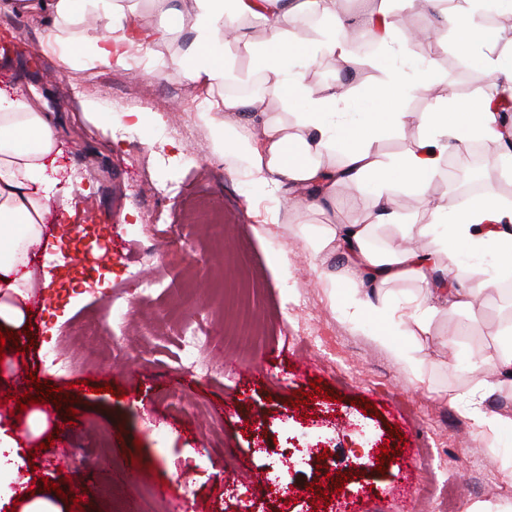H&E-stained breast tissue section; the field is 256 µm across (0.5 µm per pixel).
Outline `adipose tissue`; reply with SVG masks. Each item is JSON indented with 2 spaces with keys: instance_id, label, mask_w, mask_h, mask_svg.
I'll return each instance as SVG.
<instances>
[{
  "instance_id": "ef3b65f1",
  "label": "adipose tissue",
  "mask_w": 512,
  "mask_h": 512,
  "mask_svg": "<svg viewBox=\"0 0 512 512\" xmlns=\"http://www.w3.org/2000/svg\"><path fill=\"white\" fill-rule=\"evenodd\" d=\"M153 2L164 19L155 32L135 27L133 8L123 0H0V11L49 12L52 28L46 48L73 49L89 40L97 59L105 64L122 62L130 47L156 45L190 28L193 40L188 53L172 57L170 66L209 90L225 86L235 72V50L245 49L252 73L264 80L265 92L248 99L222 96L214 110L206 113L214 132V158L220 160L226 152H233L258 181L287 188L291 195L301 196L305 209L324 216V224L304 230L307 247L327 258L340 252L348 256L337 278L349 290L352 318L376 319L377 339L394 362L410 377L422 378L425 361L397 344V337L431 335L438 314L471 308L475 295L494 285L489 278L459 288L443 279L429 280V272L442 268L461 247L478 261L494 256L495 276L511 275L512 207L486 192L464 206L437 202L435 223L407 224L387 188L402 184L423 189L454 145L503 141L499 113L481 99L464 103L447 96L436 111L420 115L422 133L413 147L385 158L379 152L380 142L410 119L409 113L396 109V102L411 88L428 90L431 72L421 70L417 85L412 86L399 70H388L382 82L361 89L363 111H339L341 93L317 92L305 83L301 72L287 70L293 60L305 66L351 64L354 32L346 27L336 0H322L329 30L315 44L291 32L300 11L298 0H189L186 15L174 7L173 0ZM490 11L512 12V0H474L469 13L452 14L447 21L459 47L511 99L512 38L481 22V14ZM187 17L192 20L188 26L183 23ZM245 17L265 21L263 40H248L239 24ZM267 98L288 104V111H261ZM56 147L52 113L28 98L0 93V325L17 329L25 320L14 300L27 298L32 286L30 255L47 245L43 218L58 184L48 172V162ZM341 183L371 197L370 223L358 219L337 222L335 190ZM382 224L398 227L410 239L437 237L438 245L425 251L375 250L370 237L374 227ZM397 280L420 282L424 289L395 300L386 286ZM20 446L16 429L0 423V508L14 498L24 501L23 512H59L52 499L14 489L13 462Z\"/></svg>"
}]
</instances>
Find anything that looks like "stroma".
Listing matches in <instances>:
<instances>
[{"label": "stroma", "mask_w": 512, "mask_h": 512, "mask_svg": "<svg viewBox=\"0 0 512 512\" xmlns=\"http://www.w3.org/2000/svg\"><path fill=\"white\" fill-rule=\"evenodd\" d=\"M48 23L44 14L0 11V89L40 97L54 112L59 176L88 189L93 208L81 226L56 229L62 263L49 270L51 285L43 283L44 254L31 255L34 292L45 303L30 312L31 345L0 359V398L20 395L17 376L25 372L63 388L75 409L71 422L23 436L18 480L40 496L44 481L66 491L71 473L79 472L84 512H149L150 495L161 484L185 495L190 512H247L266 498L270 512H331L313 502L338 485L367 502L370 512H440L432 492L451 479L464 486L461 512L476 501L512 512V494L501 490L512 478V433L478 427L463 401L485 377L477 356L502 343L496 330L512 321V297L491 288L475 297L472 310L439 315L432 335L419 339L417 354L429 371L424 382L413 381L377 342L374 321L350 319L344 293L328 276L341 268L340 259L321 263L297 234L309 220L306 211L289 207L283 190L261 186L233 159L212 160L213 134L203 118L212 97L169 66L172 56L187 52L190 30L148 50L131 48L120 64L101 63L89 44L64 63L41 49ZM428 45L426 57L400 30L385 52V67L363 58L342 76L316 65L306 69L305 81L319 89L340 86L341 110L354 112L359 87L380 83L386 68L410 73L425 61L435 71L434 91L410 94L398 110L430 112L449 93L461 99L498 95L451 29L439 26ZM101 82L110 87L106 103L97 89ZM85 97L97 100L100 118L139 110L143 122L103 135L82 111ZM162 123L184 125L187 134L174 144L155 143L151 131ZM141 176L172 188L188 184L190 194L163 203L136 197L131 184ZM390 193L413 224L431 222V199L457 200L444 171L424 192L395 185ZM204 202L229 219L223 236L210 224L183 223L193 204ZM150 208L160 225L182 228L166 243L177 273L164 272L165 257L145 259L147 237L128 233ZM110 239L125 242L124 258L96 262ZM151 272L162 285L145 297L139 281ZM119 285L131 306L120 321L106 309ZM245 302L260 332L254 348L243 354L225 344L210 351L206 375L187 374L182 321L201 323L220 338ZM78 331L87 367L68 373L51 367L48 347H66L68 335ZM305 331L319 336L322 347L264 369L266 358ZM443 336L452 339V348L440 346ZM314 380L322 397L293 408L294 393L310 392ZM369 405L374 415L365 414ZM425 440L430 455L414 469L412 495L390 500L410 449ZM319 442L330 452L324 480L315 465L284 469L268 452ZM386 443L395 447L394 459L354 473L364 449ZM130 457L151 473L150 481H126L123 464ZM316 480L322 491H311Z\"/></svg>", "instance_id": "35a3bbf8"}]
</instances>
